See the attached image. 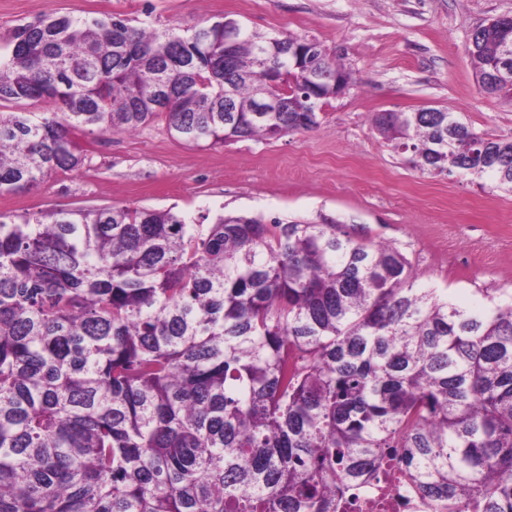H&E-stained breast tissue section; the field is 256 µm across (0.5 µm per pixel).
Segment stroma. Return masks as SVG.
<instances>
[{
  "instance_id": "stroma-1",
  "label": "stroma",
  "mask_w": 512,
  "mask_h": 512,
  "mask_svg": "<svg viewBox=\"0 0 512 512\" xmlns=\"http://www.w3.org/2000/svg\"><path fill=\"white\" fill-rule=\"evenodd\" d=\"M100 13L158 28L227 16L307 36L352 83L323 106L318 126L278 139L193 148L162 120L81 137L79 170L0 195V213L127 205L172 207L198 224L221 212L338 224L355 241L395 247L419 287L460 305L512 297V192L467 173L421 174L372 124L379 112L433 106L512 140V99L480 91L467 53L474 29L512 17V0H0V51L17 25L40 16Z\"/></svg>"
}]
</instances>
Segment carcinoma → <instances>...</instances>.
Returning a JSON list of instances; mask_svg holds the SVG:
<instances>
[{"mask_svg": "<svg viewBox=\"0 0 512 512\" xmlns=\"http://www.w3.org/2000/svg\"><path fill=\"white\" fill-rule=\"evenodd\" d=\"M229 22L245 35L228 62L222 17L15 27L0 194L84 165L78 131L164 114L208 147L316 127L349 71L314 39ZM511 39L508 17L469 39L487 94L512 97ZM373 123L423 174L476 169L512 191V140L443 109ZM416 281L400 251L334 224L0 213V512H336L387 448L457 512H512V302L464 307Z\"/></svg>", "mask_w": 512, "mask_h": 512, "instance_id": "obj_1", "label": "carcinoma"}]
</instances>
